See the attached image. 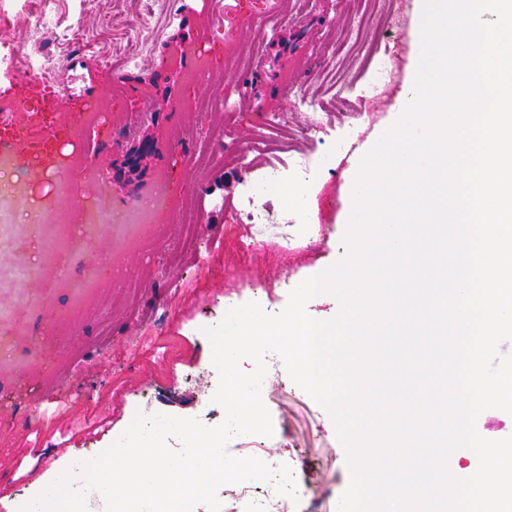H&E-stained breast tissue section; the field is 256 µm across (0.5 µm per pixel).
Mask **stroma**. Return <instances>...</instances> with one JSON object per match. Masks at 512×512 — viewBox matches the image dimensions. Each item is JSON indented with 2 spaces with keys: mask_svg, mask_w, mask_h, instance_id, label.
<instances>
[{
  "mask_svg": "<svg viewBox=\"0 0 512 512\" xmlns=\"http://www.w3.org/2000/svg\"><path fill=\"white\" fill-rule=\"evenodd\" d=\"M407 3L397 28L378 21L368 31L380 43L398 40L399 92L366 112L332 105L331 135L309 138L315 116L296 110L293 94L323 92L322 53L344 39L346 0H0V40L19 49L23 72H0V99L27 105L0 113V139L13 143L18 166L29 172L22 201L10 190L14 171L0 174V386L7 388L0 398V512H20L72 461L104 452L142 403L162 414L222 419V407L205 402L213 365L200 329L250 301L259 274L267 283L263 309L279 313L292 289L346 250L361 159L408 102L420 2ZM44 10L59 19L58 36L39 27ZM249 20L257 27L238 43V68H227L224 43ZM202 28L211 35L205 77L179 81L170 97L142 99L138 80L165 73L173 36L185 50L181 70L193 69L192 40ZM33 60L42 72H28ZM118 74L130 88L115 94ZM230 92L240 112H225ZM103 95L110 109L92 124L90 146L80 148L85 106ZM199 100L206 111H192ZM147 110L156 115L160 154L147 160L138 184L119 186L112 163ZM270 113L281 117L271 132L264 126ZM343 136L355 141L353 151H334ZM265 137L284 151L312 150L331 161L309 186L306 207L270 196L276 222L244 252L237 242L252 230L234 214L245 172L224 155ZM65 154L83 165V181L55 191L52 183L70 178L56 164ZM160 186L165 206L157 235L146 241L132 218ZM87 208L100 209L102 218L56 227L58 237L80 242L57 269L46 258L43 233L25 216ZM292 220L308 225L312 237L289 238ZM190 234L206 245L204 255L188 248ZM105 252L113 262L87 278L85 259ZM263 401L273 435L234 438L229 453L256 448L266 459L287 461L299 496L295 512H337L349 473L333 420L280 360L269 367Z\"/></svg>",
  "mask_w": 512,
  "mask_h": 512,
  "instance_id": "35a3bbf8",
  "label": "stroma"
}]
</instances>
